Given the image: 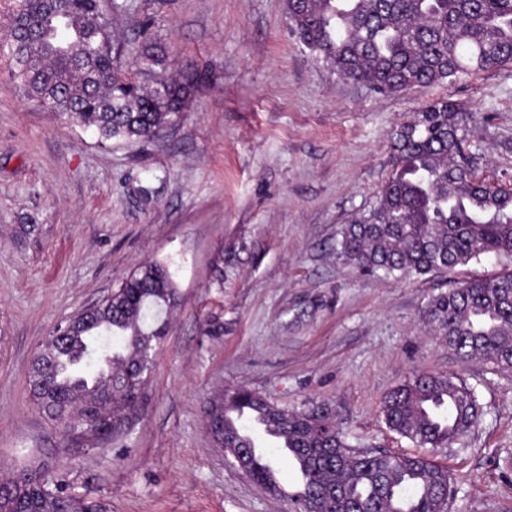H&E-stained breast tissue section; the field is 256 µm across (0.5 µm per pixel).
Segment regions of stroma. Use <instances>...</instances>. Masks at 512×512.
Returning a JSON list of instances; mask_svg holds the SVG:
<instances>
[{
	"label": "stroma",
	"mask_w": 512,
	"mask_h": 512,
	"mask_svg": "<svg viewBox=\"0 0 512 512\" xmlns=\"http://www.w3.org/2000/svg\"><path fill=\"white\" fill-rule=\"evenodd\" d=\"M126 3L116 32L149 26L169 75L201 77L161 137L101 141L29 101L0 56V482L41 471L107 512H293L226 459L211 401L244 386L289 410L325 404L353 448L411 454L380 405L428 373L482 407L465 445L424 451L450 474L447 512H512V370L460 360L424 324L432 296L501 263L399 279L336 255L388 176L394 133L430 102L479 113L472 166L512 185V66L382 96L299 42L285 0ZM152 261L178 301L137 408L109 442L68 446L31 402L35 350Z\"/></svg>",
	"instance_id": "1"
}]
</instances>
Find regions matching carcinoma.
Returning a JSON list of instances; mask_svg holds the SVG:
<instances>
[{"label": "carcinoma", "instance_id": "cac0c4a2", "mask_svg": "<svg viewBox=\"0 0 512 512\" xmlns=\"http://www.w3.org/2000/svg\"><path fill=\"white\" fill-rule=\"evenodd\" d=\"M293 32L343 79L381 95L454 83L512 64V0H285ZM15 33L0 44L10 79L38 105L94 129L104 142L157 137L178 126L195 91L156 70L162 64L142 32L140 46L115 36L102 0H17ZM139 65V79L127 68ZM472 115L435 101L397 131L387 181L377 204L342 227L338 254L364 274L425 276L493 255L512 263V187L476 175L468 154ZM168 265L149 262L79 317L67 345L42 343L33 358L29 394L57 428L61 417H102L101 393L134 404L141 383L127 374L166 332L161 319L177 297ZM153 312L146 322V312ZM425 318L462 360L512 367V269L492 278L457 281L433 296ZM474 388L453 376L416 374L391 389L380 406L386 426L418 448L463 441L479 421ZM259 418L285 439L306 480L301 512L323 492L324 512H446L448 470L424 455L358 452L329 408L277 407L237 387L212 402L211 425L250 447L240 414ZM266 465L250 477L283 494ZM0 512H103L72 499L63 484L15 476L0 489Z\"/></svg>", "mask_w": 512, "mask_h": 512}]
</instances>
